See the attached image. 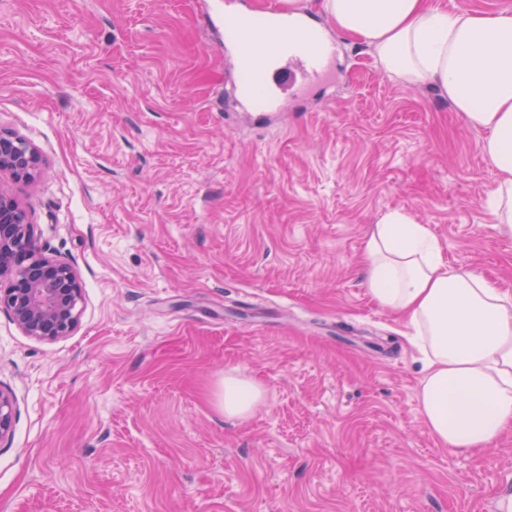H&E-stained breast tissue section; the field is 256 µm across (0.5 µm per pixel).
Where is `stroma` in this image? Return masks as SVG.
<instances>
[{"instance_id":"obj_1","label":"stroma","mask_w":512,"mask_h":512,"mask_svg":"<svg viewBox=\"0 0 512 512\" xmlns=\"http://www.w3.org/2000/svg\"><path fill=\"white\" fill-rule=\"evenodd\" d=\"M304 3L340 80L281 85L260 125L224 95V0H0V131L43 160L5 187L83 284L65 338L0 312V512H506L512 430L438 445L362 267L403 209L512 293L484 133ZM228 375L262 391L247 419ZM260 388L252 381L234 377L224 378V416L248 417L260 401ZM16 400L12 393L0 386V441L11 435L16 419Z\"/></svg>"}]
</instances>
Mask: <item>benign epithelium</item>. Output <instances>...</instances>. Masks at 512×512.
<instances>
[{"instance_id":"7a95c632","label":"benign epithelium","mask_w":512,"mask_h":512,"mask_svg":"<svg viewBox=\"0 0 512 512\" xmlns=\"http://www.w3.org/2000/svg\"><path fill=\"white\" fill-rule=\"evenodd\" d=\"M39 164L26 140L0 134V311L24 335L55 341L78 324L81 280L71 263L38 252L26 213L1 184L32 178ZM16 414L15 397L0 389V441L11 435Z\"/></svg>"}]
</instances>
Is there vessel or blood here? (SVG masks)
<instances>
[{
    "label": "vessel or blood",
    "mask_w": 512,
    "mask_h": 512,
    "mask_svg": "<svg viewBox=\"0 0 512 512\" xmlns=\"http://www.w3.org/2000/svg\"><path fill=\"white\" fill-rule=\"evenodd\" d=\"M224 32L235 48L231 60L237 91L260 113L278 112L287 106L269 89L271 69L299 62L303 79L310 85L324 84L331 76L335 44L310 23H288L276 0H271L261 16L248 9L234 11L224 23Z\"/></svg>",
    "instance_id": "b4317fda"
}]
</instances>
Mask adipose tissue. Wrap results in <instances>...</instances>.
Wrapping results in <instances>:
<instances>
[{"mask_svg": "<svg viewBox=\"0 0 512 512\" xmlns=\"http://www.w3.org/2000/svg\"><path fill=\"white\" fill-rule=\"evenodd\" d=\"M337 28L375 51L403 84L435 88L485 137L497 172L488 208L512 231V12H450L429 0H319ZM367 291L403 316L426 355L418 391L433 438L458 453L483 449L512 429V295L443 260L428 225L394 210L366 242ZM252 381L224 378V415L248 417Z\"/></svg>", "mask_w": 512, "mask_h": 512, "instance_id": "obj_1", "label": "adipose tissue"}]
</instances>
